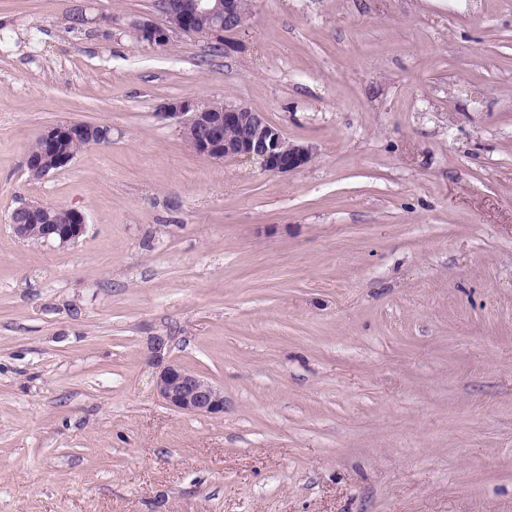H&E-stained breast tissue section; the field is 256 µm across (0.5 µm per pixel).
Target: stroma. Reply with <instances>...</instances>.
<instances>
[{
	"label": "stroma",
	"mask_w": 512,
	"mask_h": 512,
	"mask_svg": "<svg viewBox=\"0 0 512 512\" xmlns=\"http://www.w3.org/2000/svg\"><path fill=\"white\" fill-rule=\"evenodd\" d=\"M154 11L0 0V512H512V0H254L217 57ZM172 98L315 155L198 154ZM66 122L111 139L30 177ZM33 202L85 233L18 239ZM41 205L46 204H27L17 208L14 211V213H18L19 215L24 216L28 218L29 221H31L30 223H17L11 221L14 232L18 237L22 239H27V229L29 227L28 225L32 223H37V218L41 214L39 211V207H41ZM49 207L51 208V210L47 213H49L54 218V221L30 225V238L33 241L42 240L43 229L46 226L45 224H52L50 232L45 235V241H49L50 239H52V241L64 245L76 240L83 234L86 227V218L82 212L74 208L67 207V209L65 210V215L62 218V222L58 224H53L56 223L59 215L64 212V208L66 206L55 205ZM155 390L166 404L180 412L211 417L224 414V390L178 363L160 373Z\"/></svg>",
	"instance_id": "1"
}]
</instances>
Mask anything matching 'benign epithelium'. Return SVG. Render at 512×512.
Listing matches in <instances>:
<instances>
[{
	"label": "benign epithelium",
	"instance_id": "7a95c632",
	"mask_svg": "<svg viewBox=\"0 0 512 512\" xmlns=\"http://www.w3.org/2000/svg\"><path fill=\"white\" fill-rule=\"evenodd\" d=\"M157 12L163 23L144 17L136 21L135 28L140 39L163 49L173 35L194 31L202 18L210 22L208 34L218 37L238 32L249 17L245 0H163ZM159 115L175 121L197 153L219 160H252L272 175L295 172L308 165L314 155L313 147L288 140L264 115L240 104L226 103L224 111L214 112L207 103L181 98L160 105ZM78 137L104 143L110 139V128L91 123L56 124L43 132L42 159L26 155V169L43 177L66 166L73 155L63 144ZM39 207L35 203L16 209V213L28 218L24 223H13L18 237L27 238L28 222H37ZM85 227L84 214L69 207L62 222L52 225L45 240L64 245L79 238ZM155 390L166 404L180 412L211 417L224 415V390L178 363L168 365L160 373Z\"/></svg>",
	"mask_w": 512,
	"mask_h": 512
}]
</instances>
